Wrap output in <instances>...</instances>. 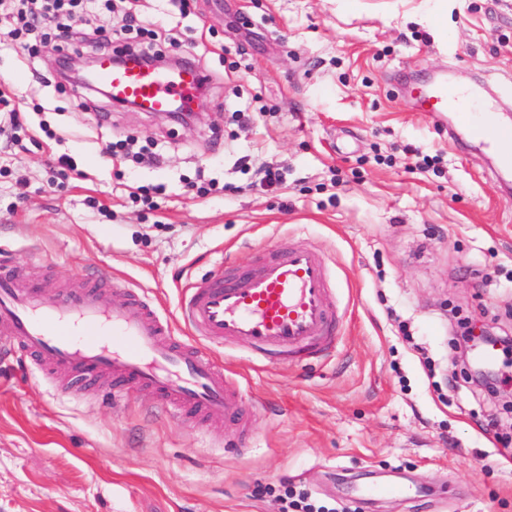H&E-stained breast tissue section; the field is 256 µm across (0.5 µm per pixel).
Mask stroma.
I'll list each match as a JSON object with an SVG mask.
<instances>
[{
    "mask_svg": "<svg viewBox=\"0 0 512 512\" xmlns=\"http://www.w3.org/2000/svg\"><path fill=\"white\" fill-rule=\"evenodd\" d=\"M188 4L183 19L169 0L105 12L115 27L151 14L156 49L198 60L210 83L183 121L59 75L61 54H112L94 15L75 11L69 45L33 55L0 8V120L18 112L16 133L0 131V249L47 297L103 271L172 319L216 262L311 243L336 285V346L279 365L213 348L248 448L233 428L150 414L148 389L0 355V512H278L289 487L350 512H512V433L485 422L507 414L457 377L450 346L463 320L512 335V181L411 96L437 73L483 77L512 110V0ZM125 137L159 165L109 154ZM61 155L65 179L48 166ZM263 164L282 185H255ZM158 185L143 204L139 188Z\"/></svg>",
    "mask_w": 512,
    "mask_h": 512,
    "instance_id": "1",
    "label": "stroma"
}]
</instances>
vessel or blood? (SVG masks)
<instances>
[{
    "label": "vessel or blood",
    "instance_id": "obj_1",
    "mask_svg": "<svg viewBox=\"0 0 512 512\" xmlns=\"http://www.w3.org/2000/svg\"><path fill=\"white\" fill-rule=\"evenodd\" d=\"M207 79L190 63L166 71L136 63L118 68L105 56L93 82L105 86L115 104L134 101L142 111L170 113L192 111ZM481 94V87L463 90L441 75L418 88L416 99L428 117L454 114L458 126L475 131L486 146L512 140V127L482 123L476 112ZM123 291L129 299L119 306L97 285H77L48 299L30 286L22 267L2 262L0 344L87 383L152 389L161 411L240 426L244 411L237 392L203 344L242 343L262 361L289 363L322 355L337 332L328 262L308 244L276 251L246 270L221 264L193 282L178 308L195 338L191 344L174 339L170 322L132 283H124Z\"/></svg>",
    "mask_w": 512,
    "mask_h": 512
}]
</instances>
